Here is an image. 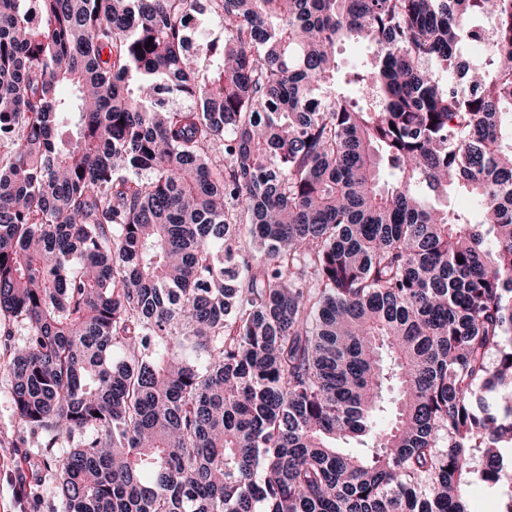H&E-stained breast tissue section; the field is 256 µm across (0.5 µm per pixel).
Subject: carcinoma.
<instances>
[{"label": "carcinoma", "mask_w": 512, "mask_h": 512, "mask_svg": "<svg viewBox=\"0 0 512 512\" xmlns=\"http://www.w3.org/2000/svg\"><path fill=\"white\" fill-rule=\"evenodd\" d=\"M0 344L61 512H512V0H0ZM469 509L472 512H495V502L490 490L481 484H475L470 489Z\"/></svg>", "instance_id": "obj_1"}]
</instances>
